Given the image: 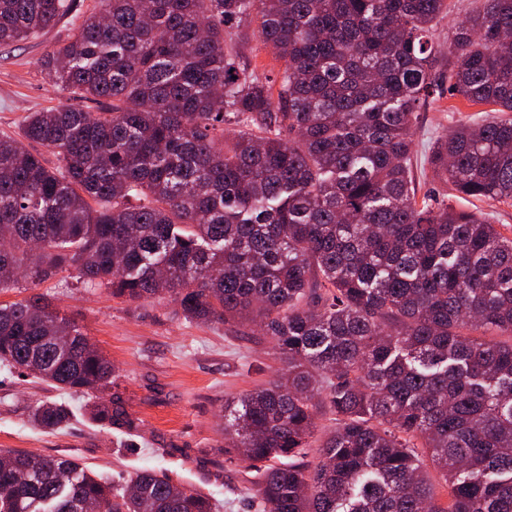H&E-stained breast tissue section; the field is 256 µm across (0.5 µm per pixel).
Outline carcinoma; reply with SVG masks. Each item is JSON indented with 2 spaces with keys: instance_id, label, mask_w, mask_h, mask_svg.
Listing matches in <instances>:
<instances>
[{
  "instance_id": "carcinoma-1",
  "label": "carcinoma",
  "mask_w": 512,
  "mask_h": 512,
  "mask_svg": "<svg viewBox=\"0 0 512 512\" xmlns=\"http://www.w3.org/2000/svg\"><path fill=\"white\" fill-rule=\"evenodd\" d=\"M76 0H0V44ZM448 0H100L49 48L47 79L105 112H33L0 137V290L62 271L114 298L167 295L203 322L256 325L286 369L224 402V440L264 468L259 512H512V237L418 200L416 112L433 94ZM278 77L241 61L242 29ZM512 0L448 34V93L497 106L439 137L432 175L512 201ZM96 392L112 364L39 294L0 304V363ZM335 421L304 462L316 418ZM56 431L69 412L37 405ZM0 512H211L141 470L115 491L72 458L10 451ZM448 487L435 499L428 468ZM255 27L256 22H253L244 31L243 52L258 74L262 76L275 75L282 69V61L279 60L272 47L265 46L252 38L251 32Z\"/></svg>"
}]
</instances>
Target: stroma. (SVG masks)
<instances>
[{"label":"stroma","mask_w":512,"mask_h":512,"mask_svg":"<svg viewBox=\"0 0 512 512\" xmlns=\"http://www.w3.org/2000/svg\"><path fill=\"white\" fill-rule=\"evenodd\" d=\"M78 20L63 19L45 34L0 45V134L19 136L32 112L62 105L102 112L105 101L79 100L45 77L39 61L49 47L69 40ZM438 90L421 107L415 127V157L426 165L435 140L459 123L478 124L494 107L448 94V66L435 70ZM419 194L431 203L479 211L504 236L512 237V203L479 201L456 192L430 174H417ZM52 307L74 320L114 368L111 395L137 419L133 430L91 420L84 392L61 391L31 376L0 366V450L69 456L124 487L129 476L149 468L179 485L208 495L215 512H257L258 467L224 449V402L271 380L283 362L272 343L254 327L202 323L183 318L171 298L126 301L85 288L61 273L38 288ZM52 401L73 416L57 431L34 426L33 406Z\"/></svg>","instance_id":"stroma-1"}]
</instances>
